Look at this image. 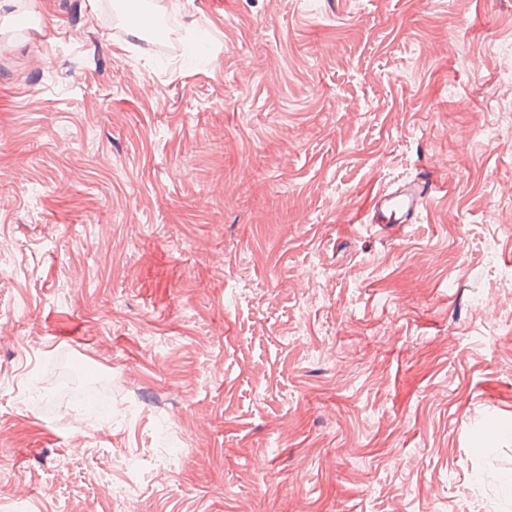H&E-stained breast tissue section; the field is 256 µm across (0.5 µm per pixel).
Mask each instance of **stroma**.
Listing matches in <instances>:
<instances>
[{
	"mask_svg": "<svg viewBox=\"0 0 512 512\" xmlns=\"http://www.w3.org/2000/svg\"><path fill=\"white\" fill-rule=\"evenodd\" d=\"M121 7L0 0V512H512V0ZM431 193V186L422 182L387 188L372 201L370 223L411 224Z\"/></svg>",
	"mask_w": 512,
	"mask_h": 512,
	"instance_id": "1",
	"label": "stroma"
}]
</instances>
